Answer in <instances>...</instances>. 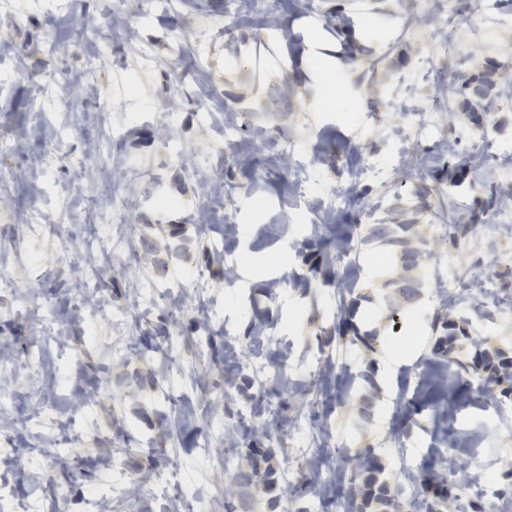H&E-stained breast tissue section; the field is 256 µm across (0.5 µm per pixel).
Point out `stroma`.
I'll return each instance as SVG.
<instances>
[{"instance_id": "stroma-1", "label": "stroma", "mask_w": 512, "mask_h": 512, "mask_svg": "<svg viewBox=\"0 0 512 512\" xmlns=\"http://www.w3.org/2000/svg\"><path fill=\"white\" fill-rule=\"evenodd\" d=\"M318 9L312 16L304 0H271L263 12L233 18L228 0H178L144 16L138 0H83L65 14L0 13V136L19 141L0 158V269L15 281L0 295V393L14 400L0 411V446L16 451L0 464V489L11 500L51 502L56 512H170L172 490L134 496L113 484L118 472L145 483L168 469L195 497L197 512H226L245 498L250 512H270L253 487L225 480L226 450L243 469L253 444H270L268 435L239 423L251 410L228 380L239 370L270 390L263 413L270 428L289 424V442L272 465L295 500L308 495L300 485L307 473L322 479V512H355L354 458L371 454L381 479L400 489L403 512H422L424 500L406 479L408 458L440 467L451 488L444 512L488 504L481 485H461L465 461L497 483L492 512H512V402L474 391L447 420L448 385L472 348L462 339L453 359L434 357L432 323L443 312L468 318L485 347L512 356V288L503 285L512 267L499 261L512 248V227L487 221L456 244L443 227L469 223L485 186L512 192V180L496 174L512 168V107L478 120L463 108L469 78L487 73L495 87L512 85V23L475 25L444 70L452 81L446 138L460 157L486 160L455 184L437 142L399 155L403 118L388 106L396 79L425 60L420 44L403 34L405 20L445 37L440 16L412 0H318ZM374 22L381 32L371 37ZM177 38L183 50L175 60L170 46ZM265 38L279 61L257 84L249 77V50ZM146 46L152 61L142 66L137 56ZM93 54L95 76L67 104L74 133L57 141L52 125L33 119L35 86L79 70ZM328 69L341 77L333 100L323 80ZM118 80L135 85L137 96L111 98ZM205 104L213 112L208 126L197 119ZM228 121L240 125L231 159L218 147ZM284 139L295 146L286 163ZM54 142L62 156L48 180H28ZM339 143L358 146L353 167L324 162L326 149ZM301 163L314 171L307 198L294 192L292 171ZM367 165L381 168V176L356 180ZM215 180L227 195L212 209L202 187ZM62 184L76 195L64 212L53 207ZM339 186L350 187V198L325 213L317 197ZM164 199L174 207H161ZM36 213L55 224V246L29 236L26 222ZM406 221L421 261L412 270L368 240L371 225ZM311 230L347 244L313 256L321 273L302 292L291 282L308 261L298 248ZM90 237L105 258L107 304L89 321L76 294ZM215 240L223 243L222 256L212 252ZM199 270L207 278L203 295L193 280ZM406 279L419 282L418 302L391 314L385 299ZM345 280L351 291H341ZM475 281L483 285L479 320L471 305L448 301L449 290L465 292ZM165 286L185 299L182 309L138 304L136 291ZM255 308L269 318L249 341L246 315ZM45 310L55 326L49 340ZM116 310L125 321L114 322ZM348 311L372 344L332 334ZM196 327L221 336L222 347L186 343L185 333ZM38 344L42 366L31 377L16 363ZM313 357L331 363L332 372L311 375ZM368 366L376 370L372 386L358 378ZM88 390L99 401L88 418L75 417L74 404ZM42 403L58 427L18 426L24 410ZM163 419L169 431L161 430ZM452 429L462 441L455 449L448 446ZM64 434L70 443L62 451ZM67 472L78 475L77 484L67 486L65 500L50 501Z\"/></svg>"}]
</instances>
